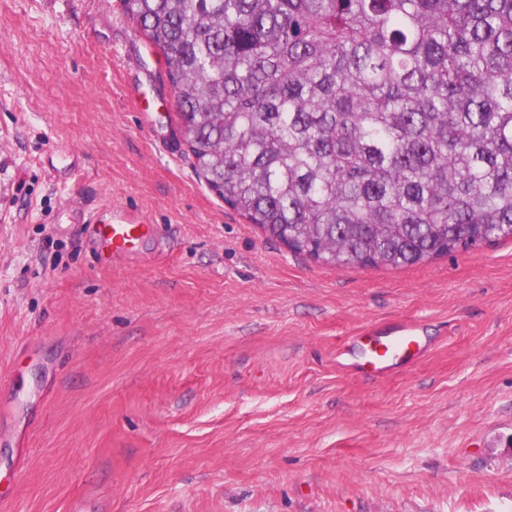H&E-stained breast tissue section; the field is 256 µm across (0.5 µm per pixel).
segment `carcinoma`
Returning <instances> with one entry per match:
<instances>
[{
    "mask_svg": "<svg viewBox=\"0 0 512 512\" xmlns=\"http://www.w3.org/2000/svg\"><path fill=\"white\" fill-rule=\"evenodd\" d=\"M209 188L295 253L512 239V0H123Z\"/></svg>",
    "mask_w": 512,
    "mask_h": 512,
    "instance_id": "cac0c4a2",
    "label": "carcinoma"
}]
</instances>
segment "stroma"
Listing matches in <instances>:
<instances>
[{"mask_svg":"<svg viewBox=\"0 0 512 512\" xmlns=\"http://www.w3.org/2000/svg\"><path fill=\"white\" fill-rule=\"evenodd\" d=\"M165 70L121 0H0L7 512H512V240L391 269L292 252L199 179ZM106 196L160 228L108 267L55 229ZM398 318L421 363L337 364Z\"/></svg>","mask_w":512,"mask_h":512,"instance_id":"1","label":"stroma"}]
</instances>
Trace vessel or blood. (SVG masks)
I'll return each instance as SVG.
<instances>
[{
  "label": "vessel or blood",
  "instance_id": "obj_1",
  "mask_svg": "<svg viewBox=\"0 0 512 512\" xmlns=\"http://www.w3.org/2000/svg\"><path fill=\"white\" fill-rule=\"evenodd\" d=\"M63 213L72 222L89 225L98 249L115 257L136 253L146 239L156 234L155 225L144 214L108 200L92 209L67 206ZM355 342L358 357L354 368L368 378L390 375L429 352L418 325L409 320L362 329L356 334Z\"/></svg>",
  "mask_w": 512,
  "mask_h": 512
}]
</instances>
